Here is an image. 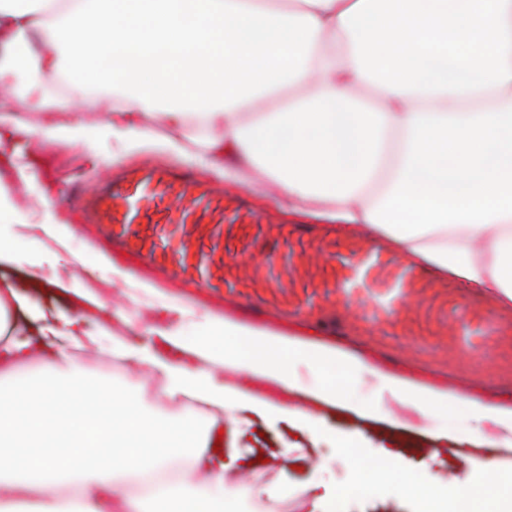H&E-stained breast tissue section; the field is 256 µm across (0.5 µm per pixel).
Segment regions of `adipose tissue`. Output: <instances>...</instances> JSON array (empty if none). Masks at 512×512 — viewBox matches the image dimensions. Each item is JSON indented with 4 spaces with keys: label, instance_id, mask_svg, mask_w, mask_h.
<instances>
[{
    "label": "adipose tissue",
    "instance_id": "obj_1",
    "mask_svg": "<svg viewBox=\"0 0 512 512\" xmlns=\"http://www.w3.org/2000/svg\"><path fill=\"white\" fill-rule=\"evenodd\" d=\"M32 62L40 82H65L70 112L96 124L29 125L6 113L10 77ZM358 86L373 98L353 95ZM199 137L178 136L187 118ZM154 120L174 129L162 137ZM111 137L116 154L159 150L233 186L271 188L289 213L363 231L395 254L512 308V0H0V210L12 182L37 181L21 139ZM67 221L45 211L0 225V267L12 243L52 249L21 277L66 300L53 317L0 275V512H238L224 491L237 455L215 447L225 421L248 410L313 429L306 411L226 384L225 374L302 391L298 368L322 373L306 391L356 414L337 375L368 374L388 399L427 415L458 407L512 438V408L444 394L321 342L204 316L184 336L180 306L162 323L116 338L110 356L159 377L176 420L149 413L141 394L95 378L83 359L105 303L58 279L70 258ZM185 463L175 492L151 477ZM142 492L121 491L130 479Z\"/></svg>",
    "mask_w": 512,
    "mask_h": 512
}]
</instances>
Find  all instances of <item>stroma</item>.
Returning <instances> with one entry per match:
<instances>
[{"instance_id": "1", "label": "stroma", "mask_w": 512, "mask_h": 512, "mask_svg": "<svg viewBox=\"0 0 512 512\" xmlns=\"http://www.w3.org/2000/svg\"><path fill=\"white\" fill-rule=\"evenodd\" d=\"M30 68H17L13 86L17 103L25 107V120L38 123L42 113L31 106L47 100L56 111L55 121H77L81 115L65 111L68 95L65 86L33 89ZM25 160L39 172L36 183L17 186L14 193L21 205L44 202L77 221L74 205L68 199L73 187L91 188L93 180L106 177L113 166L128 168L143 163L175 165L173 157L154 151H145L120 161L112 159V141L91 138L74 143L44 144L30 140ZM69 248L76 260L61 267L62 278L76 287L98 293L107 304L122 310L119 319L107 321V333L101 344L103 354L91 358V366L101 379L139 388L148 407L161 418L178 416L175 408L162 407L153 397L147 375L132 363L109 357L108 348L116 335H129L156 319L160 307L180 305L200 313L210 311L220 316H231V308L223 302L201 297L190 301L179 289L157 285L155 290L137 288V281H151L150 273L139 278L113 276L106 268L89 272L100 250L87 236L73 234ZM418 337L407 353L411 360L400 368L402 377L412 382L437 386L439 372L445 370L442 362L443 337L427 335L422 325H415ZM380 408L379 416L359 418L339 409L313 405L321 418V425L309 435H302L284 423L252 417L250 423L224 426L225 447L249 461L245 470L225 471V485L235 487L241 500L258 499L263 512H315L319 497L325 489L341 492L336 499V512H414L413 500L399 486L403 473L424 471L438 487L450 512H496L493 498L479 497L463 501L457 496L456 483L466 479L482 482L484 461L494 457L503 470L512 469V451L505 448H484L458 456V438L472 435L473 428L462 410L448 409L428 418L416 417L408 408L392 403ZM449 432V439H440V432ZM286 482L287 487L277 498L257 496V487ZM362 484L366 493L354 494L350 488Z\"/></svg>"}]
</instances>
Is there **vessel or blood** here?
I'll list each match as a JSON object with an SVG mask.
<instances>
[{
	"label": "vessel or blood",
	"instance_id": "b4317fda",
	"mask_svg": "<svg viewBox=\"0 0 512 512\" xmlns=\"http://www.w3.org/2000/svg\"><path fill=\"white\" fill-rule=\"evenodd\" d=\"M71 199L86 218L84 232L103 249L144 261L163 281L244 304L259 321L340 307L355 313L358 335L369 336L378 325H396L404 300L416 297L457 354L512 345V316L489 299L460 302L432 271L362 233L342 239L316 224H293L268 239L269 218L188 168L138 167L97 180L92 191L75 189ZM259 246L265 258L251 276L228 266Z\"/></svg>",
	"mask_w": 512,
	"mask_h": 512
}]
</instances>
